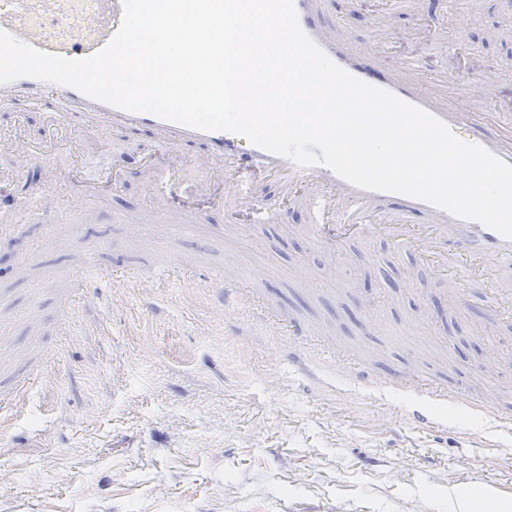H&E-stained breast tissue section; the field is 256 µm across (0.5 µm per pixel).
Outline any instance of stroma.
Listing matches in <instances>:
<instances>
[{"mask_svg": "<svg viewBox=\"0 0 512 512\" xmlns=\"http://www.w3.org/2000/svg\"><path fill=\"white\" fill-rule=\"evenodd\" d=\"M316 23L352 45L381 26V70L424 61L473 92L492 78L494 107L512 112V9L507 0H336ZM53 103L0 109V141L41 137ZM89 167L118 158L124 176L86 203L55 182L63 151L28 166L17 191L37 200L24 234L0 236V394L34 387L0 408V512H459L491 496L512 512V327L478 301L448 308V279L384 238L316 244L300 198L275 223L240 224L231 199L208 221L142 223L153 203L147 136L72 131ZM101 271L149 273L171 255L230 267L257 306L216 308L201 283L113 292L104 336H62L64 301L84 251ZM317 327L322 382L293 369L288 338L260 308ZM447 387L412 422V393L359 389L358 365ZM487 399L489 409L478 405Z\"/></svg>", "mask_w": 512, "mask_h": 512, "instance_id": "35a3bbf8", "label": "stroma"}]
</instances>
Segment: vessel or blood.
Returning <instances> with one entry per match:
<instances>
[{"label": "vessel or blood", "instance_id": "b4317fda", "mask_svg": "<svg viewBox=\"0 0 512 512\" xmlns=\"http://www.w3.org/2000/svg\"><path fill=\"white\" fill-rule=\"evenodd\" d=\"M100 3L101 8L96 11L88 9L85 0H11L9 10H0V29L38 49L81 58L105 45L120 25L121 0H100ZM333 5L334 0H294L300 28L336 64L353 76L425 109L449 127L465 129L469 142L512 164L511 112H490L480 100L458 95L443 105L421 80L376 75L370 63L379 54L376 44L348 48L313 24L316 10ZM21 95L34 101L50 97L66 108L82 107L84 121L101 127L120 126L149 132L155 143L153 222L164 220L174 195H207L219 181L233 195L248 223H273L280 202L268 197L263 189L264 180L272 176L279 181L285 196H302L313 214L308 231L316 243L334 246L355 235L365 239L384 237L400 249L419 248L433 265L442 269L459 268L460 274L455 278L459 301L480 300L496 318L512 314V290L495 285L498 271L512 267V240L477 222L457 218L417 199L356 187L326 167L296 165L226 131L203 132L149 113L128 112L93 100L74 88L30 77L0 84V105L14 102ZM195 142L207 146L208 156L202 163L200 182L189 187L180 179L171 149ZM74 148L68 134L53 125L39 142L32 143L18 136L11 143L21 168L33 160H47L57 152ZM83 167V159H76L70 168L59 172L58 178L75 185L77 198L87 199L96 196L101 179L111 177L112 171L107 168L97 177L87 179L82 175ZM414 213L428 215L429 223H407V216ZM33 216L29 198L20 195L14 196L8 208L0 210V222L11 225L17 233L24 232ZM193 273L192 267L173 258L155 270L149 280L163 285ZM201 279L220 287L219 302L225 309L246 303L240 281L224 278L216 270L206 271ZM140 280V274L134 272L115 273L107 279L94 265H87L76 281L74 304L81 308L100 306L102 288L112 283L131 285ZM416 389L419 403L410 410V419L434 424L435 418L427 404L440 399V391L425 383L417 384Z\"/></svg>", "mask_w": 512, "mask_h": 512}]
</instances>
